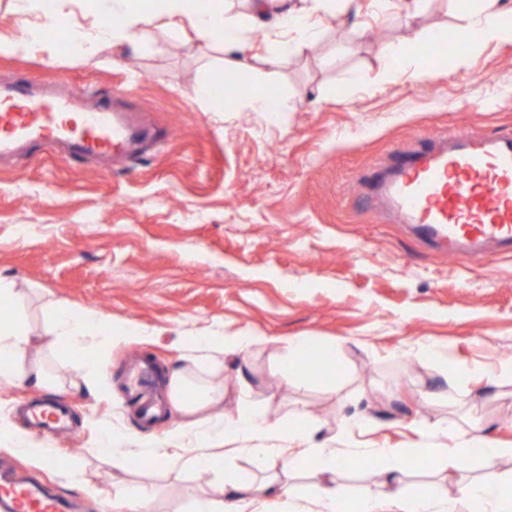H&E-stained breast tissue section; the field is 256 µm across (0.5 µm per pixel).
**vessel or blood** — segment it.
<instances>
[{
  "mask_svg": "<svg viewBox=\"0 0 512 512\" xmlns=\"http://www.w3.org/2000/svg\"><path fill=\"white\" fill-rule=\"evenodd\" d=\"M84 90L29 82L0 85V155L25 143L64 147L82 157L139 151L150 137L104 103L86 110ZM371 190L383 212L412 225L449 255L477 261L512 252V135L455 129L378 172ZM33 423L68 433L64 405L41 402ZM72 504L38 482L0 475V512H71Z\"/></svg>",
  "mask_w": 512,
  "mask_h": 512,
  "instance_id": "1",
  "label": "vessel or blood"
}]
</instances>
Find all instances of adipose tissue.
Wrapping results in <instances>:
<instances>
[{"mask_svg": "<svg viewBox=\"0 0 512 512\" xmlns=\"http://www.w3.org/2000/svg\"><path fill=\"white\" fill-rule=\"evenodd\" d=\"M249 3L251 21L269 20L271 30L284 36V49L301 53L308 48L323 16L328 13L331 0H249ZM505 13L499 0H484L473 39L456 55L459 64H466L469 56L483 44L512 42V25L504 22ZM111 14L123 16L122 28L115 29L105 24V16ZM92 17L91 24L83 26L71 23L69 14L62 12L56 2L41 7L36 22L25 24L24 39L19 42L0 41V53L35 47L40 43L45 27L57 20L67 25L66 33L73 53L90 56L104 44L135 41L145 27L165 18L173 26L190 28L204 43L224 46L225 50L238 53L244 59L251 54L249 44L241 36V20L225 9L224 0H106L104 8L93 11ZM46 308L52 321V336L47 342L51 348H78L90 338L115 344H129L141 339L142 332L136 325L130 324L121 331H114L110 318L98 312L78 310L51 301L47 302ZM260 342L257 336L227 337L218 330L196 337L185 357V367L170 376L168 398L172 406L183 414L191 415L222 405L224 388L212 383L211 378L223 372L225 354L246 352ZM32 343V337L21 326L0 329L1 378L11 379L22 386L45 387L43 368L23 364ZM420 430L425 436L438 440L436 446L421 451L430 462H445L448 470L453 471L463 458L480 460V473L458 485V500L466 505L468 512H512V486L503 485L500 468L503 460H512V447H501L497 439L484 434L481 424L476 421L464 427L424 422ZM189 434L195 437V463L202 468L212 466L213 459L206 451L210 435L191 422L154 440L150 445L152 456L161 461L167 460L169 448ZM224 435L249 444L251 454L260 460L258 472L231 482L224 490L223 500L197 502L195 512H235L237 501L264 495L272 489L291 494L293 485L269 479L268 473L278 468L298 474L308 460L315 463L316 489L327 512H345V504L351 499L356 500L358 512H383L388 504L396 506L398 512H434L446 490L444 483L437 481L424 493H407L409 476L396 463L398 451L394 448L355 446V453L378 468L379 479L373 485L354 492L345 482V456L313 441L304 428L285 431L278 422L240 414L225 419ZM282 439L287 440L289 446L285 455L279 454L272 446L273 441Z\"/></svg>", "mask_w": 512, "mask_h": 512, "instance_id": "ef3b65f1", "label": "adipose tissue"}]
</instances>
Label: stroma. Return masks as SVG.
<instances>
[{"instance_id": "35a3bbf8", "label": "stroma", "mask_w": 512, "mask_h": 512, "mask_svg": "<svg viewBox=\"0 0 512 512\" xmlns=\"http://www.w3.org/2000/svg\"><path fill=\"white\" fill-rule=\"evenodd\" d=\"M481 0H422L417 26L465 30ZM366 39L342 51L350 22L325 16L304 53L283 52L276 70L262 54L277 50L265 28L245 24L257 53L237 72L233 107L211 111L193 90L224 75L231 57L192 32L157 20L139 46L105 47L91 57L66 50V38H43L33 52L0 54V83L71 84L87 90L85 106L129 88L122 103L158 131L141 151L109 164L34 144L0 156V278L17 290L7 307L36 341L26 364H41L51 384L20 387L0 378V425L48 440L29 423L40 401L65 403L73 438L54 440L63 467L10 452L0 461L73 499L76 512H113L117 493L146 486L153 512H192L200 499L220 500L230 478L256 472V460L233 451L225 417L259 413L284 427L300 425L316 441L348 453L351 443L403 449L410 489L424 490L432 466L413 449L426 445L421 422L466 424L478 418L488 436L512 442V382L489 386L449 367H495L512 360V255L460 262L425 246L415 233L384 219L368 189L372 175L399 152L456 127L512 134V43L474 54L468 68L438 65L415 79L407 57L383 48L405 42L402 0L361 18ZM277 99L271 114L257 95ZM133 323L142 341L99 342L86 352L45 349L51 317L45 300ZM255 334L263 344L224 357L216 381L224 404L203 413L212 439L211 469L191 461L192 444L174 449L175 464L147 456L122 466L99 451L102 436L127 448L184 422L164 411L144 428L130 393L135 354L164 373L151 395L166 401L168 373L182 363L193 336L210 331ZM312 348L342 343L341 389L325 388V371L304 380L280 367L294 339ZM445 349L419 355L421 343ZM100 363L104 380L88 367ZM469 391L467 405L446 399ZM424 391H442L425 401ZM296 492L273 491L242 512H323L312 478L292 479Z\"/></svg>"}]
</instances>
